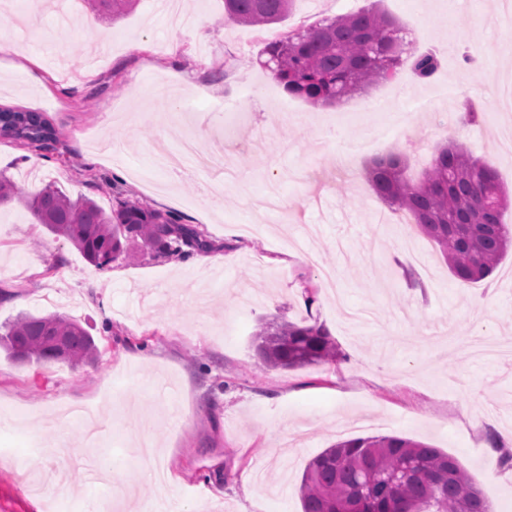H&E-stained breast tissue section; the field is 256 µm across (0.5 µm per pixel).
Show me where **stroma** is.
Wrapping results in <instances>:
<instances>
[{
	"instance_id": "stroma-1",
	"label": "stroma",
	"mask_w": 512,
	"mask_h": 512,
	"mask_svg": "<svg viewBox=\"0 0 512 512\" xmlns=\"http://www.w3.org/2000/svg\"><path fill=\"white\" fill-rule=\"evenodd\" d=\"M153 0L107 21L87 0H0V108L42 112L53 149L0 136V177L31 195L52 184L105 211H173L210 248L150 251L104 267L0 207V335L17 317L66 315L99 353L73 365L18 364L0 351V512H302L309 460L357 437L399 436L454 456L495 512L512 507V468L488 432L512 434V357L477 360L469 338L512 345V256L478 283L455 278L410 216L365 178L373 156L407 157L412 176L448 139L512 191V110L493 111L512 49L497 0H295L281 23L251 27L224 0ZM379 4L428 79L397 77L333 106L288 94L260 63L265 44L322 18ZM472 49L486 68L462 61ZM447 91L441 111L394 132L352 166L338 162L392 110ZM242 93L241 108L224 109ZM479 121H461L466 104ZM224 143L238 176L159 170L153 144ZM313 296H306V289ZM283 319L323 326L341 357L294 370L259 361L252 335Z\"/></svg>"
}]
</instances>
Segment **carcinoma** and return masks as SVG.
<instances>
[{"instance_id": "carcinoma-1", "label": "carcinoma", "mask_w": 512, "mask_h": 512, "mask_svg": "<svg viewBox=\"0 0 512 512\" xmlns=\"http://www.w3.org/2000/svg\"><path fill=\"white\" fill-rule=\"evenodd\" d=\"M108 17L120 16L134 0H88ZM294 0H224V13L239 23L281 22ZM401 28L377 6L324 18L306 29L267 43L263 66L289 94L314 106L335 104L394 78L408 63L421 79L439 67L433 52L416 53L393 38ZM8 123L26 133L5 136L45 147L56 133L43 113L1 109ZM375 194L406 211L434 241L451 274L463 282L487 278L512 247V226L502 222L505 196L495 171L452 141L439 148L418 180L399 154L374 159L367 169ZM23 203L39 224L69 240L91 263L124 260L136 248L188 255L208 247L199 232L170 212L126 203L108 214L93 200L71 198L51 185L25 196L0 179V204ZM259 359L268 367L296 369L336 361L341 353L328 331L289 321L264 322L252 335ZM18 362L95 358L97 346L77 320L24 316L0 337ZM302 512H490L481 490L459 461L427 444L397 436L359 437L323 450L305 468L299 487Z\"/></svg>"}]
</instances>
